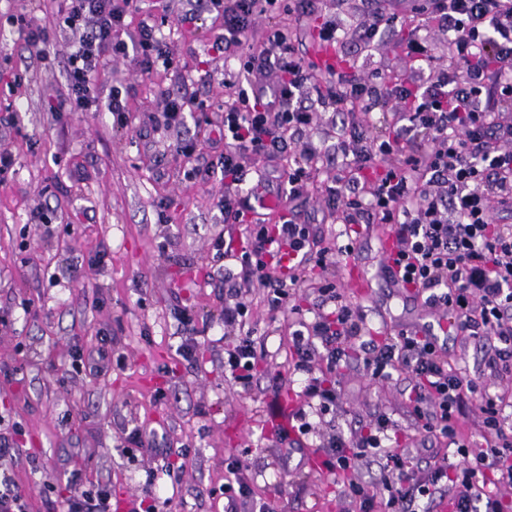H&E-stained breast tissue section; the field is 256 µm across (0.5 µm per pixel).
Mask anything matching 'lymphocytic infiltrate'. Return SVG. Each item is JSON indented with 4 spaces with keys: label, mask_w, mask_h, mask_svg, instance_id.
Wrapping results in <instances>:
<instances>
[{
    "label": "lymphocytic infiltrate",
    "mask_w": 512,
    "mask_h": 512,
    "mask_svg": "<svg viewBox=\"0 0 512 512\" xmlns=\"http://www.w3.org/2000/svg\"><path fill=\"white\" fill-rule=\"evenodd\" d=\"M139 2L65 0L58 25L72 36L69 93L50 102V110L105 111L114 125L126 126L128 106L120 88L105 97L97 84L103 58L126 61L144 75L170 63L157 16L141 13ZM363 2L364 18L352 33L360 51L380 30L394 27L402 6L412 0ZM430 5L438 28L448 35L449 64L435 65L426 38L408 39L409 52L428 66L426 84L394 87L393 110L404 124L391 135L371 137L354 117L343 125L334 152L348 177L344 188L329 187L326 202L340 209L342 223L389 225L394 248L381 268L385 278L446 316L448 334L471 337L488 349L491 374L511 381L512 225L495 223L494 214L512 210V120L494 109L512 100V0H430ZM205 8L224 21L213 50L239 63L224 81V149L215 162L224 183L220 212L225 223L251 227L248 247L216 244L219 258L241 265L240 271H224L229 300L221 320L225 335L239 338L224 360L226 378L244 389L254 378L256 351L243 335L245 297L253 286L263 288L272 313L288 306L293 290L311 289L319 299L314 318L299 320L290 339L293 370L305 377V404L277 429L280 443L310 434V414L336 403V387L317 376V365L331 374L360 360L382 380L403 369L412 376L407 412L423 440L446 439L455 454L432 456L422 468L412 465L402 449L388 444L398 423L377 414L366 432L338 431L328 438L324 466L343 474V499L358 504L359 512H419L422 501L446 493L453 512H501L495 490L512 486V423L502 399L450 367L427 327L376 338L365 313L342 289L304 276L307 265L324 270L337 256H353L356 243L335 250L321 246L311 225L301 222L294 203L308 194L320 154L300 136L318 109L337 112L347 103L378 102L370 78L351 70L320 85L287 30L278 26L252 43L259 15L284 11L302 23L318 13L319 0H206ZM136 13L137 34L124 40L126 19ZM256 72L270 74V81L249 84ZM247 153L276 164L278 196L288 208L274 228L263 225L253 203L257 189L246 184ZM377 158L386 160L385 171L362 180L366 162ZM283 245L302 260L289 262L287 277H274L268 263L278 259ZM470 415L484 441L475 454L458 430L459 420ZM372 464L379 466V478L362 480L360 467Z\"/></svg>",
    "instance_id": "1"
}]
</instances>
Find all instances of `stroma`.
Wrapping results in <instances>:
<instances>
[{"instance_id":"stroma-1","label":"stroma","mask_w":512,"mask_h":512,"mask_svg":"<svg viewBox=\"0 0 512 512\" xmlns=\"http://www.w3.org/2000/svg\"><path fill=\"white\" fill-rule=\"evenodd\" d=\"M346 39L328 45L312 26H296L283 14L306 62L324 73V56L337 69L355 64L381 70L387 87L419 76L406 45L389 35L371 52L351 56L350 32L363 20L360 0H322ZM60 0H0V19L21 16L41 31L48 59L31 56L25 34L0 30V150L16 164L0 182V434L17 436L18 450L0 457L29 494V512H64L73 486L110 492V512H127L129 500L152 486L157 512H230L224 496L226 465L239 461L255 502L276 512H355L341 485L322 468L323 433L343 432L384 412L403 429L400 446L417 456L420 436L406 413V377L371 379L362 366L342 369L333 412L322 416L304 452L284 459L271 432L273 401L294 409L301 383L290 377L289 312L270 313L262 289L247 300V326L260 366L249 389L224 377L229 340L220 321L224 274L211 262L218 236L248 242L243 224H228L218 204L219 179H185L191 167H207L211 151L202 129L181 133L156 124L165 93H187L212 106L224 101V70L238 61L214 57L223 34L212 18L195 27L168 13L161 29L173 60L169 70L141 75L122 61L105 60L102 89H128L129 122L114 128L110 113H50L46 103L66 97L68 42L58 29ZM260 17L255 38L270 26ZM198 138L192 157L176 152L177 137ZM333 167L316 174L298 209L320 232L323 244H345L344 226L323 201ZM385 224L360 227L357 259L337 258L310 277L344 288L372 324L395 333L437 322L412 293L381 273ZM369 279L367 293L348 288L351 274ZM84 365L73 369L71 355ZM486 352L464 339L449 341L448 359L479 379L488 392L502 382L484 366ZM141 429L150 446L131 447ZM175 466L167 476L166 466Z\"/></svg>"}]
</instances>
